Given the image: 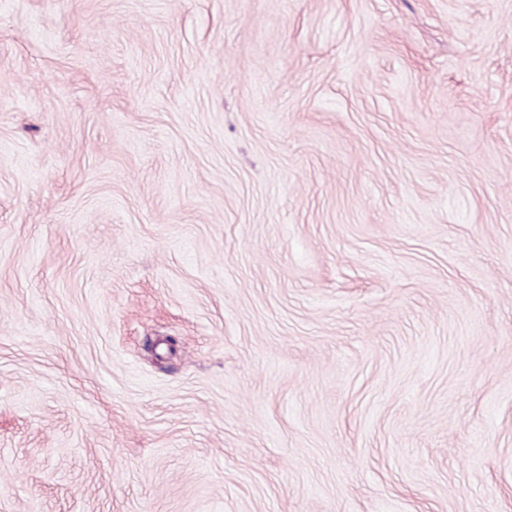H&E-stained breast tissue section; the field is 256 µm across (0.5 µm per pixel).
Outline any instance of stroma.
Listing matches in <instances>:
<instances>
[{"label":"stroma","instance_id":"35a3bbf8","mask_svg":"<svg viewBox=\"0 0 512 512\" xmlns=\"http://www.w3.org/2000/svg\"><path fill=\"white\" fill-rule=\"evenodd\" d=\"M0 512H512V0H0Z\"/></svg>","mask_w":512,"mask_h":512}]
</instances>
